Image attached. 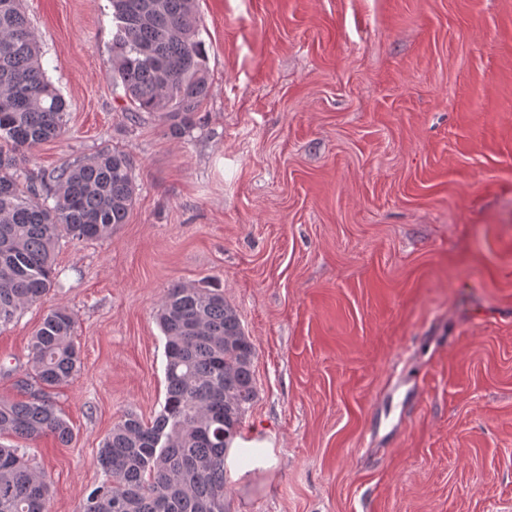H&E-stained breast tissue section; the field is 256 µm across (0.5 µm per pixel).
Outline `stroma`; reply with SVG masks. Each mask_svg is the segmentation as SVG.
Wrapping results in <instances>:
<instances>
[{"label": "stroma", "mask_w": 512, "mask_h": 512, "mask_svg": "<svg viewBox=\"0 0 512 512\" xmlns=\"http://www.w3.org/2000/svg\"><path fill=\"white\" fill-rule=\"evenodd\" d=\"M210 93L176 139L112 85L109 0H26L65 132L49 171L128 153L108 238L59 240L44 300L0 327V399L24 398L49 310L81 367L53 392L69 446L31 445L51 512L104 479L129 411L166 394L155 310L216 285L254 343L230 512H512V0H197ZM250 460L252 468L268 469L275 463L273 448L266 440L251 442Z\"/></svg>", "instance_id": "35a3bbf8"}]
</instances>
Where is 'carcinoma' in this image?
Masks as SVG:
<instances>
[{"label":"carcinoma","mask_w":512,"mask_h":512,"mask_svg":"<svg viewBox=\"0 0 512 512\" xmlns=\"http://www.w3.org/2000/svg\"><path fill=\"white\" fill-rule=\"evenodd\" d=\"M110 72L126 119L152 112L175 138L195 125L209 92L196 0H110ZM66 103L46 77L24 0H0V326L41 302L55 280L54 248L106 238L126 223L136 186L131 157L103 149L49 172L24 166L37 145L64 133ZM166 338V398L150 424L130 411L97 462L106 479L77 512H229L224 448L257 394L255 346L224 289L174 285L158 304ZM76 320L50 310L30 341L38 389L0 401V435L68 445L73 430L51 391L80 369ZM0 512H50V484L27 449L0 444Z\"/></svg>","instance_id":"cac0c4a2"}]
</instances>
